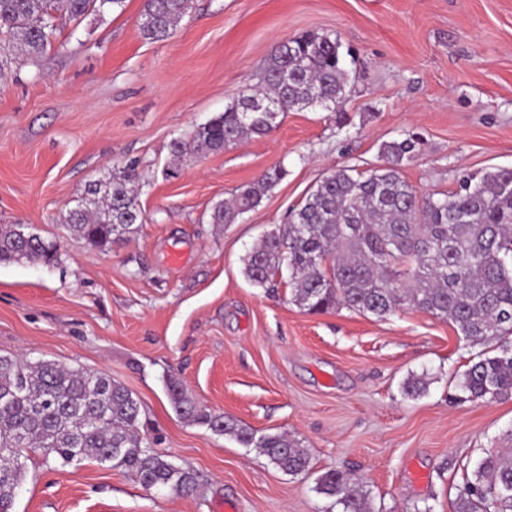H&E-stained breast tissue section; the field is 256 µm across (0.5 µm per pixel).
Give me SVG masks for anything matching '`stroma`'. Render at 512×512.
Segmentation results:
<instances>
[{"mask_svg":"<svg viewBox=\"0 0 512 512\" xmlns=\"http://www.w3.org/2000/svg\"><path fill=\"white\" fill-rule=\"evenodd\" d=\"M144 3L64 21L0 86V225L59 244L49 263H0V355L121 382L153 448L193 467L201 488L149 490L93 460L49 466L34 453L14 512H329L316 481L331 468L360 478L376 512H452L464 465L512 442V399L459 398L475 347L419 310L308 313L290 286L251 285L243 259L317 181L379 164L380 145L402 131L424 136L402 166L423 193L512 167V0H192L162 42L140 34ZM304 32L354 57L336 112L290 111L264 137L172 156L174 139L222 113L279 41ZM132 160L138 233L108 250L71 238L61 213ZM278 166L286 177L254 210L211 223L215 202ZM412 372L429 377L416 398L401 389ZM171 377L212 412L302 441L308 473L284 474L181 419Z\"/></svg>","mask_w":512,"mask_h":512,"instance_id":"1","label":"stroma"}]
</instances>
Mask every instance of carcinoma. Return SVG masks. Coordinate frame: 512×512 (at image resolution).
I'll return each mask as SVG.
<instances>
[{"instance_id": "obj_1", "label": "carcinoma", "mask_w": 512, "mask_h": 512, "mask_svg": "<svg viewBox=\"0 0 512 512\" xmlns=\"http://www.w3.org/2000/svg\"><path fill=\"white\" fill-rule=\"evenodd\" d=\"M123 0H0V85L11 78L15 56L35 60L52 45L63 17L76 20ZM191 0H145L141 35L170 37ZM341 44L306 33L281 42L261 82L224 112L171 144L173 156L202 157L246 139L260 138L291 110L334 111L350 93ZM277 103L278 111H245L253 102ZM422 136L407 130L379 147L381 164L365 171L340 167L310 189L280 224L244 258L243 273L258 288L273 290L288 270L292 301L310 313L345 307L378 318L414 308L451 321L466 340L485 350L459 384L468 400L512 398V168L463 173L455 188L421 193L402 177L401 166L417 155ZM278 167L237 189L212 208L214 224H233L255 209L286 177ZM138 164L127 163L88 184L61 215L70 234L95 248L131 238L144 223L135 184ZM59 245L25 224L0 225L1 262H50ZM426 374L409 375L403 394L426 389ZM175 412L218 435L235 439L289 475L309 470L301 442L282 433L256 434L191 399L171 378ZM62 467L87 459L133 473L147 489L192 495L198 474L152 448L140 431V403L105 374L50 360L0 355V512H14L28 451ZM319 493L341 512H374L363 485L346 471L329 469ZM453 512H512V448L476 460L464 473Z\"/></svg>"}]
</instances>
